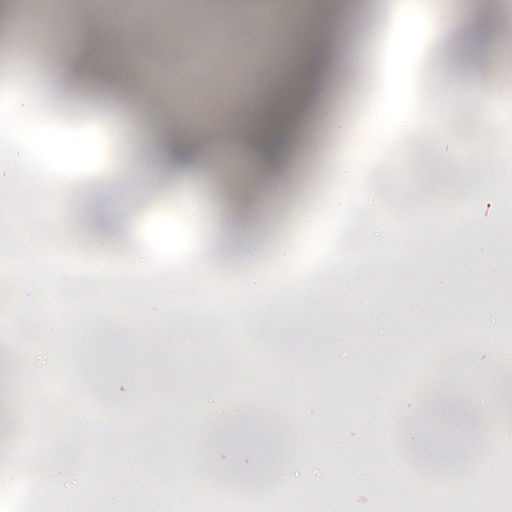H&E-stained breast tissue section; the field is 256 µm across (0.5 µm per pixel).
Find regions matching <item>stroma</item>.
Returning <instances> with one entry per match:
<instances>
[{"instance_id": "1", "label": "stroma", "mask_w": 512, "mask_h": 512, "mask_svg": "<svg viewBox=\"0 0 512 512\" xmlns=\"http://www.w3.org/2000/svg\"><path fill=\"white\" fill-rule=\"evenodd\" d=\"M452 31H438L427 63L428 84L443 113L441 126L415 115L418 146L386 177V209L410 223L399 255L370 264L291 299H272L245 312L240 326L206 314L135 305L133 314L97 311L60 333L33 317L0 329V345L18 348L19 420L0 454V505L31 512L40 491L65 512H440L459 493L427 456L452 460L463 484L480 485L494 512H512V416L496 399L502 354L512 346V291L500 289L512 270V138L499 136L505 113L495 101L512 81V0H455ZM180 23L177 44L159 53L149 36L169 18ZM83 20L123 34L146 25L143 51L154 79L119 72L114 83L92 77L81 37L59 43V29ZM193 0H169L148 20L127 13L123 0H52L32 31L30 47L0 54V83L25 75L50 111L74 118V102L94 114L101 144L99 176L70 187L62 223L52 234L87 254L123 258L134 249L137 219H163L166 198L192 199L203 222L214 210L228 224L278 226L254 249L276 259L294 235L292 198L319 205L336 175V130L349 114L369 127L374 113L347 99L339 72L299 79L288 58L261 64L264 19L236 21L228 51L212 48ZM380 42L377 32L352 28L348 39L327 28L317 53L349 57ZM299 80L288 115V180H274L247 145L228 151L223 167L209 158V139L196 124L224 125L226 111L268 110L279 87ZM191 100L194 111L183 108ZM168 126L183 128L202 153L195 168L165 162L155 141L159 109ZM480 179H471L473 168ZM437 169L438 179L428 177ZM95 224H117L109 240ZM483 277L464 289L458 273L474 259ZM204 261L227 280L255 273L231 246L207 240ZM166 341L178 389L157 387L149 375L158 341ZM459 386L448 395L449 427L405 423L421 390L437 375ZM255 403L262 428L236 431L233 445L200 433L214 413ZM481 415L479 429L467 409ZM153 433L157 447L139 444ZM87 458L73 464L70 448ZM265 451L266 471L293 494L266 483L243 487L229 477L254 468ZM144 478L134 503L110 472ZM462 484V485H463Z\"/></svg>"}]
</instances>
